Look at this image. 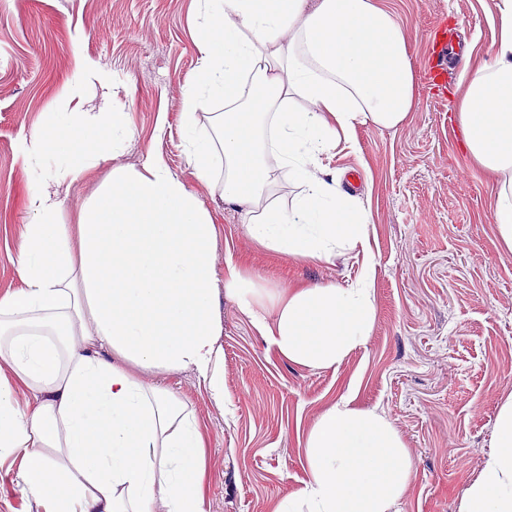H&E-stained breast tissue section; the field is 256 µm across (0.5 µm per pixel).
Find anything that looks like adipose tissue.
I'll return each mask as SVG.
<instances>
[{
	"mask_svg": "<svg viewBox=\"0 0 512 512\" xmlns=\"http://www.w3.org/2000/svg\"><path fill=\"white\" fill-rule=\"evenodd\" d=\"M203 81L184 94L185 148L201 176L224 156L222 197L259 246L331 262L336 243L366 244L369 214L321 154L356 125L395 128L418 104L410 43L383 0H204ZM488 56L466 54L453 109L472 165L494 188L499 241L512 252V0H496ZM223 99L215 134L195 133L200 94ZM77 112H47L26 155L65 164L34 196L17 258L21 288L0 297V459L23 449L22 493L44 512H203L204 438L193 414L131 366L195 369L224 397L214 320V227L162 163L116 175L81 215V250L56 223L68 162L98 151ZM300 192L275 199L276 170ZM224 288L279 353L314 368L363 344L375 319L369 280L342 288L297 283L272 296L237 265ZM273 318H266V311ZM308 479L276 512H399L413 473L381 413L340 401L306 439ZM462 512H512V399Z\"/></svg>",
	"mask_w": 512,
	"mask_h": 512,
	"instance_id": "ef3b65f1",
	"label": "adipose tissue"
}]
</instances>
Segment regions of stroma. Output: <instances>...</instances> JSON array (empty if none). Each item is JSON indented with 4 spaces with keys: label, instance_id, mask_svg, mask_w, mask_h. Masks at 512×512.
<instances>
[{
    "label": "stroma",
    "instance_id": "stroma-1",
    "mask_svg": "<svg viewBox=\"0 0 512 512\" xmlns=\"http://www.w3.org/2000/svg\"><path fill=\"white\" fill-rule=\"evenodd\" d=\"M410 39L418 106L387 129L356 125L352 141L322 155L357 174L353 195L371 215L366 246L341 243L332 262L298 261L251 242L243 214L221 197L223 172L201 177L184 147L183 98L200 82L203 0H0V295L20 288L16 260L31 200L57 160L21 152L46 112H62L77 62L104 79L88 107L111 99L93 130L103 143L59 190L57 223L80 248V213L116 174L164 164L215 226V319L224 352V398L191 370L136 368L193 412L206 439L204 512H274L306 481V438L340 399L383 413L402 438L413 479L400 512H460L512 397V252L499 248L492 189L471 166L453 112L454 83L432 82L427 58L446 23L455 51L490 50L492 0H386ZM123 123L121 147L113 122ZM267 291L292 282L345 287L370 275L375 320L365 344L328 368L281 356L224 292L228 262Z\"/></svg>",
    "mask_w": 512,
    "mask_h": 512
}]
</instances>
